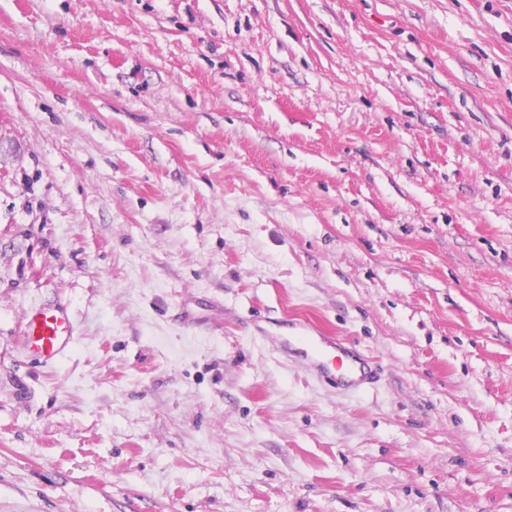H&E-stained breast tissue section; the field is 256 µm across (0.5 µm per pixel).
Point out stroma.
<instances>
[{
    "label": "stroma",
    "mask_w": 512,
    "mask_h": 512,
    "mask_svg": "<svg viewBox=\"0 0 512 512\" xmlns=\"http://www.w3.org/2000/svg\"><path fill=\"white\" fill-rule=\"evenodd\" d=\"M0 512H512V0H0ZM77 340V325L68 305L56 301L30 308L19 348L32 361L48 367L66 358ZM259 322L255 328L260 336L254 338L275 340L284 357L302 359L309 373L326 385L362 390L377 382L382 374L380 362L348 339L331 336L298 319L276 324L285 330L284 336H266L267 329Z\"/></svg>",
    "instance_id": "stroma-1"
}]
</instances>
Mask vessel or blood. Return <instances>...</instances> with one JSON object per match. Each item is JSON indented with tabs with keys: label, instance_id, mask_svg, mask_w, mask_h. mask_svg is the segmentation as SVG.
Wrapping results in <instances>:
<instances>
[{
	"label": "vessel or blood",
	"instance_id": "1",
	"mask_svg": "<svg viewBox=\"0 0 512 512\" xmlns=\"http://www.w3.org/2000/svg\"><path fill=\"white\" fill-rule=\"evenodd\" d=\"M277 337L284 357L302 359L318 381L326 385L361 390L377 382L383 368L374 357L348 339L332 336L304 321L285 320ZM77 343V325L67 304L57 301L30 308L20 338L21 352L39 365H57Z\"/></svg>",
	"mask_w": 512,
	"mask_h": 512
}]
</instances>
